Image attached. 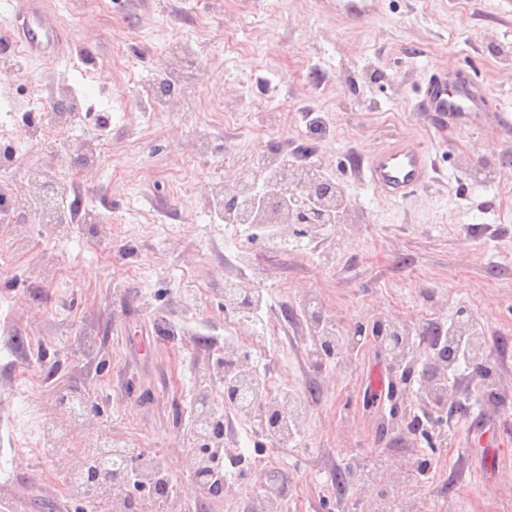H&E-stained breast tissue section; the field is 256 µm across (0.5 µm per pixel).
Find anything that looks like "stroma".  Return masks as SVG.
<instances>
[{"mask_svg": "<svg viewBox=\"0 0 512 512\" xmlns=\"http://www.w3.org/2000/svg\"><path fill=\"white\" fill-rule=\"evenodd\" d=\"M382 0L353 26L314 0H108L103 14L84 0H46L47 24L69 31L60 57L29 56L0 0V114L14 112L10 137L26 151L0 182L21 187L32 171L70 183L62 220L39 225L41 249L0 260V498L27 512H117L120 496H71L62 481L100 430L154 450L181 485L179 512H252L272 483L287 485L283 512H367L368 501L404 489L432 512H512V130H466L441 140L414 110L427 71L465 65L512 114V0ZM208 17L217 36L203 37ZM260 46L227 47L220 30ZM21 60L11 70L9 60ZM175 71L181 94L156 121L142 86ZM202 89L216 109L268 128L272 151L306 158L341 185L349 207L317 235L332 266L314 255L268 256V316L281 335L259 341L235 313L224 285L251 277L262 238L221 222L212 192L233 171L254 166L246 134L210 112L189 111ZM46 106L72 97L107 118L112 151L71 170L51 133L33 134L19 101ZM406 139L428 149L431 179L410 199L375 194L347 170L351 155ZM179 170V182L168 174ZM339 333L332 353L296 319L302 303ZM483 329V362L493 377L459 371L452 398L431 426L411 432L393 414H420L391 356L379 355L376 321L407 326L422 343L458 309ZM175 328L160 332L158 318ZM294 390L305 405L297 435L272 442L261 413L224 409V447L245 464L224 494H203L184 470L201 452L188 421L199 391L223 403L225 350ZM40 380L22 385L19 366ZM381 372L394 400L370 401ZM179 379V391L169 387ZM85 399L75 422L65 397ZM53 421L58 452L44 457L40 427ZM504 427L502 467L487 479L473 433ZM350 470L345 491L336 473ZM479 486V496L470 487Z\"/></svg>", "mask_w": 512, "mask_h": 512, "instance_id": "1", "label": "stroma"}]
</instances>
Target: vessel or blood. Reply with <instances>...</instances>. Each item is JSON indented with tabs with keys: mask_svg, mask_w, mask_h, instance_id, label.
Returning a JSON list of instances; mask_svg holds the SVG:
<instances>
[{
	"mask_svg": "<svg viewBox=\"0 0 512 512\" xmlns=\"http://www.w3.org/2000/svg\"><path fill=\"white\" fill-rule=\"evenodd\" d=\"M27 15L22 26L23 43L30 51L58 44L60 34L41 20L42 0H26ZM347 22H366L380 0H324ZM415 110L441 139L457 132L487 125L512 127V117L501 112L490 89L465 74L446 67L432 69L417 90ZM432 164L421 146L403 141L367 155L356 156L350 170L373 190L395 199H407L423 186Z\"/></svg>",
	"mask_w": 512,
	"mask_h": 512,
	"instance_id": "vessel-or-blood-1",
	"label": "vessel or blood"
}]
</instances>
